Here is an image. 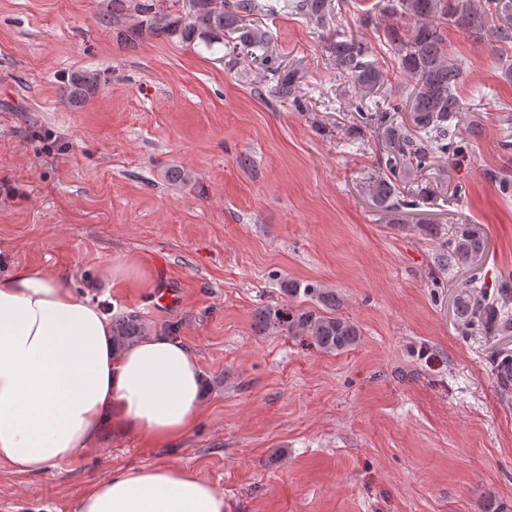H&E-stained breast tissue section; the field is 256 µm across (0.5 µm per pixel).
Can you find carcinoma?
Here are the masks:
<instances>
[{
    "label": "carcinoma",
    "mask_w": 512,
    "mask_h": 512,
    "mask_svg": "<svg viewBox=\"0 0 512 512\" xmlns=\"http://www.w3.org/2000/svg\"><path fill=\"white\" fill-rule=\"evenodd\" d=\"M109 8L101 22L131 7L139 20L123 33L124 43L134 48L150 37H177L192 43H206L236 35V40L253 52H267L270 35L251 24L252 18L275 11L270 2L260 0H222L215 9L211 0H196L191 17L163 12L154 0H108ZM283 8L303 16L318 28L330 25L328 0H283ZM364 23L378 27V33L397 56L401 72L412 89L399 99L358 103L363 124L381 137V161L387 174L372 181L375 205L384 210L418 206L416 196L400 191L406 171L424 170L437 157L453 152L462 155L468 144L454 140L452 121L461 111L458 87L463 66L451 56L441 25L455 24L479 37L512 44V0H378L362 13ZM339 74L351 82L364 100L378 93L385 76L369 61L367 44L353 36L336 34L329 45ZM105 79L94 71L78 70L63 82L62 95L69 107H82L104 87ZM407 112L400 120L397 113ZM484 250L480 235L464 232L448 242V264L456 265ZM473 284L457 294L454 308L465 325H487L493 330L512 332V275L503 277L490 293L476 294ZM257 325L262 332L290 333L302 330L314 336L327 352H340L357 344L358 326L335 314L314 310H293L284 304H267L257 311ZM147 327L136 311L112 316V340L118 350L146 335ZM498 380L512 385V357L493 359Z\"/></svg>",
    "instance_id": "cac0c4a2"
}]
</instances>
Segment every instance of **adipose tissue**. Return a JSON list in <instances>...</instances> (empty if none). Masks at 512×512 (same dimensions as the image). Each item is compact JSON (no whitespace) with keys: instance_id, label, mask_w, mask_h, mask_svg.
I'll list each match as a JSON object with an SVG mask.
<instances>
[{"instance_id":"adipose-tissue-1","label":"adipose tissue","mask_w":512,"mask_h":512,"mask_svg":"<svg viewBox=\"0 0 512 512\" xmlns=\"http://www.w3.org/2000/svg\"><path fill=\"white\" fill-rule=\"evenodd\" d=\"M205 390L180 340L157 333L116 350L98 302L0 255V468L42 474L96 447L116 414L141 439L174 445ZM76 512H224V494L177 467H130L97 482Z\"/></svg>"}]
</instances>
